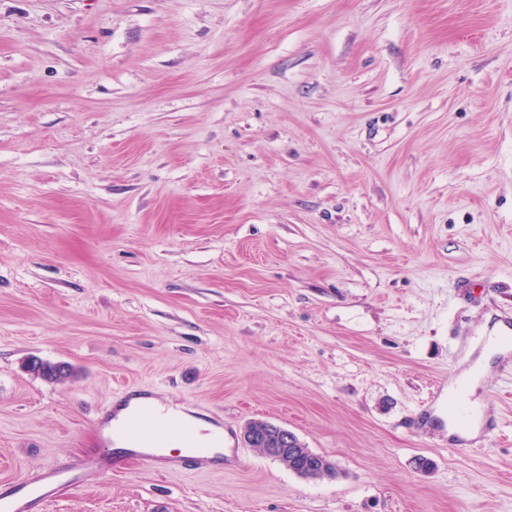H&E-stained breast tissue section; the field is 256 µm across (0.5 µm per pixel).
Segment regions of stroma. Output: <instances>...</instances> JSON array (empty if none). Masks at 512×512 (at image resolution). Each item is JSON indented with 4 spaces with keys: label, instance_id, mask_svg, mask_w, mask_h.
<instances>
[{
    "label": "stroma",
    "instance_id": "obj_1",
    "mask_svg": "<svg viewBox=\"0 0 512 512\" xmlns=\"http://www.w3.org/2000/svg\"><path fill=\"white\" fill-rule=\"evenodd\" d=\"M511 310L512 0H0L1 494L146 390L239 459L31 512H512ZM475 372L501 427L452 448L430 402ZM243 442L246 446L251 447L258 445L259 451L263 453L261 448H265L268 452L278 453L284 452L288 449V452L297 454L299 448H297L295 438L293 434L279 425H258L257 423H251L247 425L242 434ZM252 448V447H251Z\"/></svg>",
    "mask_w": 512,
    "mask_h": 512
}]
</instances>
